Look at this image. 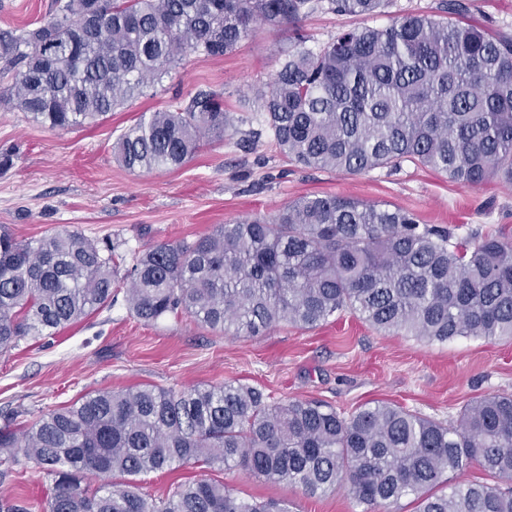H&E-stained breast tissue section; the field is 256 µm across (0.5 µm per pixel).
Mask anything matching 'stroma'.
I'll return each instance as SVG.
<instances>
[{
    "instance_id": "obj_1",
    "label": "stroma",
    "mask_w": 512,
    "mask_h": 512,
    "mask_svg": "<svg viewBox=\"0 0 512 512\" xmlns=\"http://www.w3.org/2000/svg\"><path fill=\"white\" fill-rule=\"evenodd\" d=\"M468 17L512 38V0H466ZM51 0H0V28L47 19ZM440 0H393L373 16L324 8L292 27L258 26L235 51L215 58L187 53L161 84L91 124L66 131L0 108V152L13 164L0 171V227L22 240L68 229L132 254L160 243L193 241L215 225L270 216L313 193L352 196L414 212L422 222L452 227L457 237H512V184L467 187L404 163L359 174L297 167L287 161L254 97L273 78L296 34L318 50L341 33L383 27L394 18L436 13ZM210 88L224 95L234 128L205 142L180 167L132 172L112 146L139 118L166 108L174 96ZM238 381L274 400H320L348 415L384 401L450 424L475 398L512 394V338H457L445 343L386 335L344 313L314 328L288 323L260 336L210 330L183 314L146 323L130 311L125 289L110 304L56 336L26 338L0 356V415L28 422L42 412L101 389L138 385L182 389ZM207 478L238 497L287 502L292 512H363L343 491L307 496L285 483L241 470L189 464L110 481L160 498L176 484ZM26 499L32 512L49 492L34 464L18 466L0 490Z\"/></svg>"
}]
</instances>
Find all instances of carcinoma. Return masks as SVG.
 <instances>
[{
	"label": "carcinoma",
	"mask_w": 512,
	"mask_h": 512,
	"mask_svg": "<svg viewBox=\"0 0 512 512\" xmlns=\"http://www.w3.org/2000/svg\"><path fill=\"white\" fill-rule=\"evenodd\" d=\"M372 15L389 0H327ZM53 15L0 29V107L51 129L83 127L162 82L187 52L232 53L261 24H297L312 0H54ZM407 15L349 30L315 51L302 37L256 94L277 145L311 169L350 174L404 162L476 187L512 184V39L461 18ZM232 127L224 94L142 114L117 139L130 171L183 165ZM123 257L75 231L19 240L0 230V355L104 307ZM144 322L179 313L222 333L314 328L348 311L384 333L428 342L512 337V239L423 224L414 213L348 196H301L270 218L219 224L161 243L125 276ZM34 463L51 481L43 512H290L206 479L159 499L129 485L91 492L87 475L138 476L189 463L239 468L308 496L344 490L363 512L403 498L418 512H512V396L467 403L445 424L376 401L349 417L316 400L271 402L228 381L180 390H97L0 425V477ZM476 464L509 485L458 482Z\"/></svg>",
	"instance_id": "obj_1"
}]
</instances>
